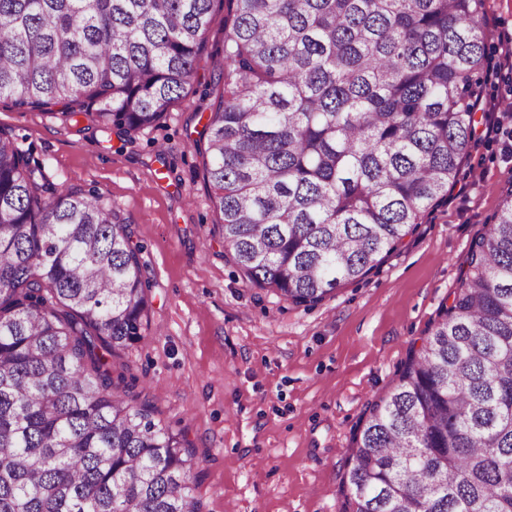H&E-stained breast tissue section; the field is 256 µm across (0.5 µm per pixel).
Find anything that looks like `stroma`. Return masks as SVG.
I'll list each match as a JSON object with an SVG mask.
<instances>
[{
	"mask_svg": "<svg viewBox=\"0 0 512 512\" xmlns=\"http://www.w3.org/2000/svg\"><path fill=\"white\" fill-rule=\"evenodd\" d=\"M481 115L512 106V0H484ZM215 19L194 80L159 127L130 135L0 99V129L60 188L127 219L148 264L141 339L112 357L132 393L182 431L202 512H343L353 437L456 290L459 265L512 190V122L473 142L446 203L367 277L313 307L248 285L204 177L202 135L224 90Z\"/></svg>",
	"mask_w": 512,
	"mask_h": 512,
	"instance_id": "obj_1",
	"label": "stroma"
}]
</instances>
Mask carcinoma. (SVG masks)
<instances>
[{
  "mask_svg": "<svg viewBox=\"0 0 512 512\" xmlns=\"http://www.w3.org/2000/svg\"><path fill=\"white\" fill-rule=\"evenodd\" d=\"M216 0H0V98L124 133L191 84ZM203 169L248 283L315 306L448 198L474 138L483 0H225ZM103 195L0 129V512H201L192 450L117 391L151 300ZM369 408L345 512H512V193Z\"/></svg>",
  "mask_w": 512,
  "mask_h": 512,
  "instance_id": "carcinoma-1",
  "label": "carcinoma"
}]
</instances>
